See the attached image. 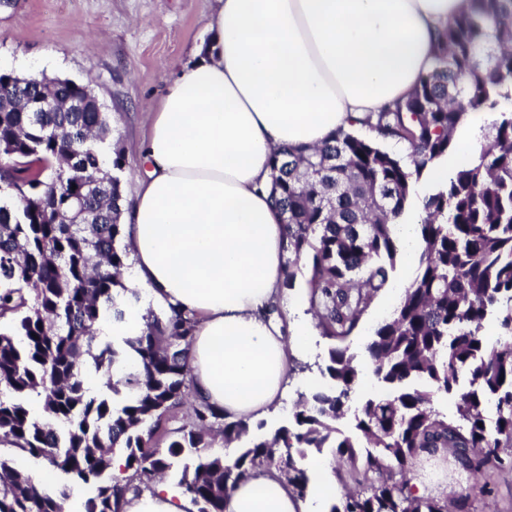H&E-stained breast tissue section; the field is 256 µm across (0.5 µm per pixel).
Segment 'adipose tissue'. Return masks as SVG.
<instances>
[{
  "instance_id": "adipose-tissue-1",
  "label": "adipose tissue",
  "mask_w": 512,
  "mask_h": 512,
  "mask_svg": "<svg viewBox=\"0 0 512 512\" xmlns=\"http://www.w3.org/2000/svg\"><path fill=\"white\" fill-rule=\"evenodd\" d=\"M212 36L153 108L140 149V189L125 209L127 287L146 308L178 307L197 324L190 375L199 402L227 419L255 421L288 393L294 327L270 315L282 305L286 231L271 197L273 153L318 146L338 130L405 99L433 65L436 37L472 0H213ZM495 113H469L453 152L430 169L447 181L484 144ZM321 497L298 498L273 468L230 491L226 512H319ZM123 512H196L159 480L125 497Z\"/></svg>"
}]
</instances>
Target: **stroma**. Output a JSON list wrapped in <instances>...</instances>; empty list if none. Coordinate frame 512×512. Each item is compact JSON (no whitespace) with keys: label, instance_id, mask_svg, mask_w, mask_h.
I'll use <instances>...</instances> for the list:
<instances>
[{"label":"stroma","instance_id":"35a3bbf8","mask_svg":"<svg viewBox=\"0 0 512 512\" xmlns=\"http://www.w3.org/2000/svg\"><path fill=\"white\" fill-rule=\"evenodd\" d=\"M210 11V0H12L0 8V71L16 69L23 75L44 73L91 84L109 116L110 146L125 153L119 177L127 206L138 190L136 146L149 128V107L207 40L205 18ZM397 305L388 291H379L347 340L361 372L351 407L381 391L362 354L375 328ZM332 344L318 328L307 337L288 397L279 412L266 419V429L286 423L300 395L327 386L320 367ZM410 483L425 496L437 495L445 485L470 492L471 512H483L480 489L486 486L500 512H512V471L469 478L450 449L439 458H419Z\"/></svg>","mask_w":512,"mask_h":512}]
</instances>
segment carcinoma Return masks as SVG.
Returning <instances> with one entry per match:
<instances>
[{
    "label": "carcinoma",
    "instance_id": "obj_1",
    "mask_svg": "<svg viewBox=\"0 0 512 512\" xmlns=\"http://www.w3.org/2000/svg\"><path fill=\"white\" fill-rule=\"evenodd\" d=\"M473 9L441 32L432 69L409 97L366 119L380 135L410 145V163L375 142L340 131L305 154L271 159L275 203L287 230L284 285L302 266L323 335L335 340L322 373L328 389L300 396L288 424L272 434L191 405L177 429L165 416L193 393L188 359L194 317L147 310L119 341L97 340V326L126 321L139 293L120 280L128 254L119 177L124 156L104 158L112 135L86 83H50L48 93L77 112H28L21 98L0 101V446L9 445L77 479L82 512H122L125 493L151 487L182 465L178 485L197 512H226L228 492L263 466H277L305 498L310 477L294 455L335 449L353 459L360 441L366 486L345 490L330 512H469L454 488L415 496L404 479L415 461L455 449L476 475L512 470L501 454L512 442V0H473ZM495 112L488 145L421 200L423 250L392 316L365 346L373 377L387 393L355 414L356 434L336 423L359 383L346 339L396 268L394 226L414 198L415 181L448 156L461 117ZM84 199L83 223L72 202ZM497 316L491 341L484 323ZM132 349L137 368L126 366ZM121 396L95 395L91 374ZM451 395L456 415L433 408ZM242 442L235 459L210 452ZM124 457L112 472V455ZM402 479L397 480L395 476ZM67 489L50 495L0 456V512H64Z\"/></svg>",
    "mask_w": 512,
    "mask_h": 512
}]
</instances>
